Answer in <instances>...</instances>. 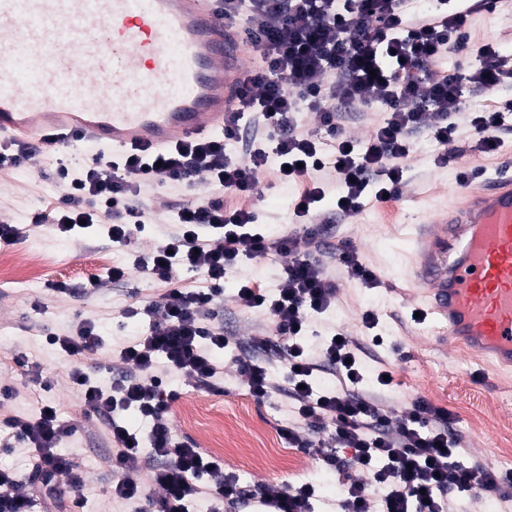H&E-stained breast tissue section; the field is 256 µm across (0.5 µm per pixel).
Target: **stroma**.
Segmentation results:
<instances>
[{"instance_id":"1","label":"stroma","mask_w":512,"mask_h":512,"mask_svg":"<svg viewBox=\"0 0 512 512\" xmlns=\"http://www.w3.org/2000/svg\"><path fill=\"white\" fill-rule=\"evenodd\" d=\"M468 32L469 49L447 52L432 66L433 74L468 75L478 64V48L484 45L512 58V0H498L492 13L473 12ZM507 99H512V83L486 92L464 85L463 110L455 117V149L447 161H439L440 148L427 130L413 132L411 152L400 161L404 175L396 198L385 203L364 198L356 215L323 225L320 239L326 244L325 271L336 285V301L323 313L309 314L306 330L312 345L337 330L364 346L365 388L381 390L384 409L399 412L418 399L447 409L454 418V430L462 437L460 461L479 460L501 471H512V457L504 453L505 447L512 446V435L500 430L501 425L512 424V369H486L484 361L461 349L444 353L432 325L417 324L414 318L413 286L405 271L415 257L419 222L457 201L456 190L462 179L478 185L499 177L512 178V129L500 131L499 148L486 153L470 125L474 113L492 110ZM87 153V147L78 145L61 155H45L34 167L0 170V217L25 232L22 239L0 245V254L21 263L37 247L53 260L35 287L0 281V385L11 390L10 398L0 405V419L36 416L39 399L52 401L62 418L76 429L61 450L79 461L86 483L83 512H140L141 503L113 501V445L108 425L104 419L84 414L70 373L83 368L106 387L119 378L123 367L114 361V349L148 327L147 320L125 318V309L160 302L168 289L167 284L146 280L133 269V261L151 252L176 227L148 226L130 247L122 248L91 229L69 237L39 223V216L59 206L65 192L61 166L75 167ZM318 181L326 185L322 210L332 212L339 188L333 172L284 181L273 164L262 173L257 196L245 200L228 195L224 203L255 208L269 235L276 237L296 223L297 202ZM344 246L353 249L375 273L377 287L366 286L334 261V252ZM287 264V258L273 253L244 261L226 275L224 295L217 302V321L235 342L223 353L224 375L210 389L196 386L189 378L173 376L170 387L176 398L170 404L169 420L174 444L190 442L199 448L209 443L215 418L234 421L228 446L218 453L225 472L234 474L245 490L255 494L267 486L314 483L318 488L317 512H332L342 493L338 474L325 469L315 455L289 444L283 429L292 422L293 413L284 393L276 391L264 400H255L236 365L240 358L259 359L277 383H284L285 362L250 345L252 339L272 334L270 321L261 311L240 306L236 294L247 281L277 288ZM111 265L128 267L125 280L88 289V281ZM62 282L68 285V293L53 292L52 284ZM368 312L378 318L372 331L362 322ZM85 318L94 320L104 338L98 351L72 357L47 342L48 334L67 335ZM375 333L383 336L385 343L374 349L370 337ZM19 357L38 367L43 380L51 384L48 391L40 390L27 367L16 365ZM383 370L390 371L394 381L382 389L376 377ZM188 401L198 410L191 420L177 413ZM264 438L273 439L277 451L264 465H253L252 448Z\"/></svg>"}]
</instances>
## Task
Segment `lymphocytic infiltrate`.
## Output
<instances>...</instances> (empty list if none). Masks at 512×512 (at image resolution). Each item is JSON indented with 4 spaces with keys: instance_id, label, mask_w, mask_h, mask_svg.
Returning <instances> with one entry per match:
<instances>
[{
    "instance_id": "lymphocytic-infiltrate-1",
    "label": "lymphocytic infiltrate",
    "mask_w": 512,
    "mask_h": 512,
    "mask_svg": "<svg viewBox=\"0 0 512 512\" xmlns=\"http://www.w3.org/2000/svg\"><path fill=\"white\" fill-rule=\"evenodd\" d=\"M457 0H434L431 17L409 21L403 0H249L241 14L239 0H224V18L242 23V32L260 63L243 86L224 121L220 136L194 139L162 152L135 150L119 158L94 157L72 170L67 193L48 213L53 227L71 234L80 224H100L121 246L133 233L153 223L155 214L142 194L150 182L178 181L194 187L205 179L220 191L217 199L195 197L169 204L166 218L176 233L149 257L141 259L148 279L167 283L159 304L127 308L128 316L161 314L162 320L121 347L125 375L104 387L83 369L71 381L86 412L106 418L116 450L112 456V496L136 502L146 492L139 479L142 452L162 460L154 481L163 490L156 512H193L202 485H209L219 512H236L248 495L223 461L189 446L173 447L168 420L174 391L168 372H180L209 385L218 367L215 351L229 346L223 328L213 324V304L224 293L228 270L246 260L277 252L291 256L275 291L248 282L238 302L261 310L275 325V336L259 347L283 358L288 367L286 395L296 417L311 428L304 438L286 428L288 441L317 454L343 475L341 512H370V486L383 488V512H448L452 492L512 490V472L476 462L458 461L460 438L448 410L425 400L413 402L398 419H390L374 396L362 390L358 344L328 336L322 348L306 347L307 315L331 306L336 289L322 261L298 254L299 237L316 238L317 202L322 187L306 190L299 203L305 223L301 233L270 240L254 210L228 209L223 195L254 196L269 160H277L283 180L327 168L341 183L337 210L346 217L360 207L366 192L375 200L396 195L402 181L400 159L409 155L413 131L431 129L440 146L456 140L453 120L462 104V85L492 89L512 80V63L490 46L478 50V66L468 79L446 74L433 79L429 68L450 49H464L469 38L468 11ZM375 105L386 112L365 143L348 137L337 120L339 110ZM319 116L309 134L295 130L297 112ZM242 143L240 155L226 151L227 141ZM333 155H325L324 144ZM209 228L201 240V228ZM200 271L206 287H177L180 272ZM327 367L340 380L337 390L316 387L315 371ZM132 409L146 423L140 432L118 419ZM74 433L55 405L41 401L35 419L0 420V446L31 449L28 475L0 469V512H80L86 497L79 466L59 446ZM369 475L354 479L352 470ZM68 476L59 487V476ZM313 484L265 488L261 512H312Z\"/></svg>"
}]
</instances>
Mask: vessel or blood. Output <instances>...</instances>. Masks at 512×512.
<instances>
[{
    "label": "vessel or blood",
    "instance_id": "obj_1",
    "mask_svg": "<svg viewBox=\"0 0 512 512\" xmlns=\"http://www.w3.org/2000/svg\"><path fill=\"white\" fill-rule=\"evenodd\" d=\"M222 0H0V138L158 150L224 128L254 55ZM37 74L27 90L19 63ZM423 224L414 297L442 345L512 368V180Z\"/></svg>",
    "mask_w": 512,
    "mask_h": 512
}]
</instances>
